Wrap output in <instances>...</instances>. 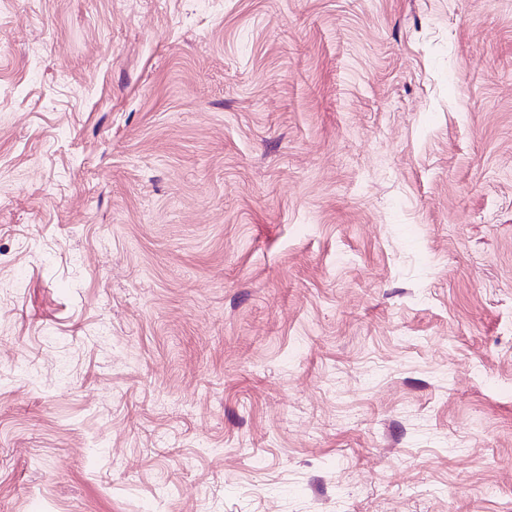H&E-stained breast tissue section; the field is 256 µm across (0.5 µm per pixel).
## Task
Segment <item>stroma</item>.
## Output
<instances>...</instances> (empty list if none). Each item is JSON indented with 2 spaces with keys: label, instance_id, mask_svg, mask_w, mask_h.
Returning <instances> with one entry per match:
<instances>
[{
  "label": "stroma",
  "instance_id": "1",
  "mask_svg": "<svg viewBox=\"0 0 512 512\" xmlns=\"http://www.w3.org/2000/svg\"><path fill=\"white\" fill-rule=\"evenodd\" d=\"M512 512V0H0V512Z\"/></svg>",
  "mask_w": 512,
  "mask_h": 512
}]
</instances>
